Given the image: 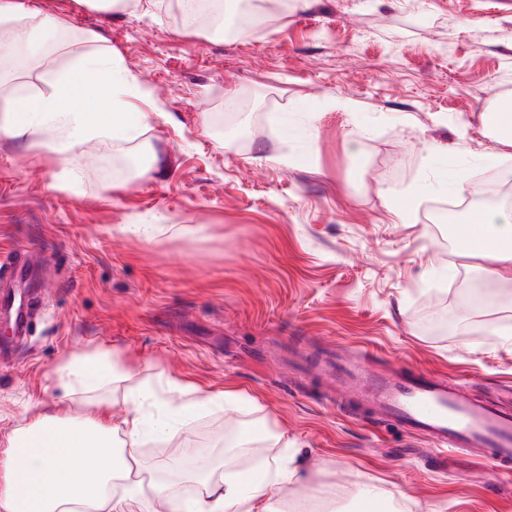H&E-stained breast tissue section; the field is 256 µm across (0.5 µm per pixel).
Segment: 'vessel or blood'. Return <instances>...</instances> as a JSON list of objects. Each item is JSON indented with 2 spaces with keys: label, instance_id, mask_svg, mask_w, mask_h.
<instances>
[{
  "label": "vessel or blood",
  "instance_id": "vessel-or-blood-1",
  "mask_svg": "<svg viewBox=\"0 0 512 512\" xmlns=\"http://www.w3.org/2000/svg\"><path fill=\"white\" fill-rule=\"evenodd\" d=\"M351 386L371 378L380 420L429 441L437 454L475 452L501 476L512 474V411L472 398L465 382L429 372L373 375L368 363L347 364Z\"/></svg>",
  "mask_w": 512,
  "mask_h": 512
}]
</instances>
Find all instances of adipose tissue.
<instances>
[{
  "label": "adipose tissue",
  "mask_w": 512,
  "mask_h": 512,
  "mask_svg": "<svg viewBox=\"0 0 512 512\" xmlns=\"http://www.w3.org/2000/svg\"><path fill=\"white\" fill-rule=\"evenodd\" d=\"M65 32L56 18L21 10L16 0H0V47L47 63L49 43L60 41ZM97 40V34H89L87 48L72 52L68 64L54 70L46 93L14 97L9 88L17 73L0 68V136L30 148L49 147L67 160L92 142L118 146L135 140L150 122L149 113L134 106L147 92L111 53L96 49ZM478 221L482 230L470 235V252L489 261V278L512 279V211L487 210ZM54 380L68 397L124 382L126 411L115 422L103 415L76 424L62 411L32 406L0 451V512H74L78 506L91 512H148L155 500L164 502L166 512H276V503L287 501L290 489L308 486L313 479L292 455L274 459L258 475L228 453L223 475L194 474L205 488L203 496L185 498L161 483L148 495L131 486L106 496L112 479L137 463L150 433L182 431L199 410L234 406L241 399L228 389L211 394L160 373L155 381L167 387L166 413L149 422L151 382L102 348L73 352L56 368ZM46 481L54 486L53 496L38 493Z\"/></svg>",
  "instance_id": "1"
}]
</instances>
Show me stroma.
<instances>
[{"instance_id": "35a3bbf8", "label": "stroma", "mask_w": 512, "mask_h": 512, "mask_svg": "<svg viewBox=\"0 0 512 512\" xmlns=\"http://www.w3.org/2000/svg\"><path fill=\"white\" fill-rule=\"evenodd\" d=\"M81 34L101 35L152 93V118L123 150L90 145L74 186L61 157L0 137V256L33 254L16 284L31 333L0 359V438L28 403L86 421L124 412L122 389L69 400L54 370L75 350L116 351L243 408L200 411L184 431L147 439L144 480L184 496L224 451L268 459L282 444L314 470L334 512H512V477L475 457H436L373 416L363 390L330 399L334 362L369 360L457 376L477 398L512 386V283L438 230L447 173L473 183L512 165L488 157L486 112L512 105V0H307L245 39L150 11L97 12L78 0H21ZM358 101L357 111L333 107ZM161 115H153V106ZM150 144L144 178L116 170ZM432 144L447 155L429 153ZM424 197L398 220L401 193ZM183 225L175 236L170 225Z\"/></svg>"}]
</instances>
